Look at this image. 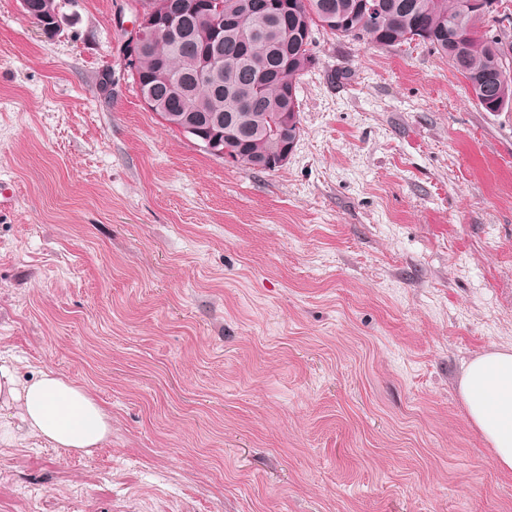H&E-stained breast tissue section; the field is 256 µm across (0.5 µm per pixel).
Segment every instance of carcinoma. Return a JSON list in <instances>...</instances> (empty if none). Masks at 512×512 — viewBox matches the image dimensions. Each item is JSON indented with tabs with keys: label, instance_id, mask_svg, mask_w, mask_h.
Segmentation results:
<instances>
[{
	"label": "carcinoma",
	"instance_id": "carcinoma-1",
	"mask_svg": "<svg viewBox=\"0 0 512 512\" xmlns=\"http://www.w3.org/2000/svg\"><path fill=\"white\" fill-rule=\"evenodd\" d=\"M26 13L34 24L58 12L56 0H35ZM230 11L224 28V59L236 67L222 81L201 84L196 66L201 50L212 46L201 15H185L165 38H152L140 55L134 84L156 97L155 114L180 134L199 129L220 134L237 155L236 165L253 168L257 159H274L284 133L300 134L299 101L286 90L298 88L308 71L314 31L378 47H394L426 33V45L448 58L481 107L499 112L512 104V69L502 34L512 20L504 13L491 18L498 30L484 29V17L469 12L468 0H288V11L267 22L250 11L249 0H223ZM171 72L176 87L162 79ZM288 113V129L279 115Z\"/></svg>",
	"mask_w": 512,
	"mask_h": 512
}]
</instances>
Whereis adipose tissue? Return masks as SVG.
I'll return each instance as SVG.
<instances>
[{
    "label": "adipose tissue",
    "mask_w": 512,
    "mask_h": 512,
    "mask_svg": "<svg viewBox=\"0 0 512 512\" xmlns=\"http://www.w3.org/2000/svg\"><path fill=\"white\" fill-rule=\"evenodd\" d=\"M459 387L499 469L512 474V351L493 350L473 358L462 370ZM3 408L14 411L19 429L56 448L88 454L112 432L111 416L88 391L49 367L23 383L11 366L0 364ZM16 430L0 426V440H13Z\"/></svg>",
    "instance_id": "adipose-tissue-1"
}]
</instances>
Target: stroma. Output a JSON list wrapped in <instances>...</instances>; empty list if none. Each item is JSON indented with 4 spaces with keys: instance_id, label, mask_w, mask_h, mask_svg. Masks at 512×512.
<instances>
[{
    "instance_id": "stroma-1",
    "label": "stroma",
    "mask_w": 512,
    "mask_h": 512,
    "mask_svg": "<svg viewBox=\"0 0 512 512\" xmlns=\"http://www.w3.org/2000/svg\"><path fill=\"white\" fill-rule=\"evenodd\" d=\"M57 3L0 0V360L112 433L0 443V512H512L459 394L512 348V106L319 32L288 164L237 167L101 99L130 0ZM36 2V11L32 12L35 9ZM21 0V7L25 13L26 17L29 18L36 26L39 23L50 21V18L53 17L56 12H58V6L56 0ZM32 12V13H29Z\"/></svg>"
}]
</instances>
